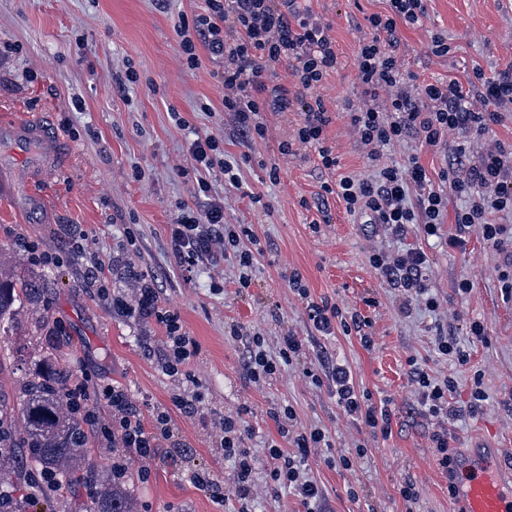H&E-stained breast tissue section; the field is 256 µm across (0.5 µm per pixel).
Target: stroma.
<instances>
[{"label": "stroma", "mask_w": 512, "mask_h": 512, "mask_svg": "<svg viewBox=\"0 0 512 512\" xmlns=\"http://www.w3.org/2000/svg\"><path fill=\"white\" fill-rule=\"evenodd\" d=\"M333 27L340 64L320 93L334 119L326 144L339 161L324 169L315 149L302 146L284 155L301 116L268 112L266 139L244 146L224 110L219 60L200 50L198 68H182L177 25L202 12L204 0H0V122L32 119L66 149L44 172L26 174L14 145L0 140V268L17 279H38L37 304L22 303L8 336L0 338V394L19 404L27 378L43 371L62 325L70 352L57 368L98 373L124 389L144 420L155 408L169 412L168 434L132 491L139 512H296L287 491H272L265 448L278 439L273 418L292 406L297 423L324 428L331 454H365L352 471L328 467L312 452L309 474L321 487L325 512H459L448 492V474L435 460L433 424L421 410L411 365L435 376L455 377L453 400L467 404L470 378L484 374L487 399L479 413L449 424L455 456L477 443L497 448L503 477L512 476V298L501 291L502 257L477 235L452 249L447 236L424 237L410 227L398 239L376 224L350 215L337 197L320 199L321 185L338 173L365 174L366 160L345 117L361 97L356 55L365 16L384 11L383 0H300ZM451 50L428 52L433 36ZM398 53L408 72L424 82L465 78L473 66L494 76L512 65V0H428L419 25L401 28ZM136 82H128V73ZM184 125H177L176 117ZM224 139V153L240 162L241 188L226 186L212 171L213 196L224 204V221L250 227L251 250L261 257L250 287H239L236 265L201 263L184 270L175 257L169 226L194 206L198 173L188 153L194 134ZM91 241L90 252L77 250ZM62 256L56 266L27 261L26 244ZM414 247L429 257V283L441 306L431 312L413 306L402 313L397 290L369 262L376 248ZM106 266L111 299L98 295L85 272L92 255ZM298 272L314 301L354 308L372 321L373 350L342 332L325 336L308 319L300 297L288 285ZM469 279L472 289L459 294ZM156 306L142 308L143 288ZM176 313L198 344L185 375L161 367L165 327L156 311ZM483 323L487 341L473 340L471 322ZM260 333L270 351L294 332L304 340L297 364L283 367L267 383L250 382L244 369L247 341L231 326ZM469 347L459 367L435 352L437 333ZM346 365L358 389L373 402L388 401L392 432L382 437L346 416L327 386H317L305 368ZM196 395L199 410L188 415L177 396ZM243 413L245 440L254 458V496L248 506L234 499L219 505L192 473L208 472L231 481L233 463L216 436L222 416ZM414 481L418 497L399 494Z\"/></svg>", "instance_id": "1"}]
</instances>
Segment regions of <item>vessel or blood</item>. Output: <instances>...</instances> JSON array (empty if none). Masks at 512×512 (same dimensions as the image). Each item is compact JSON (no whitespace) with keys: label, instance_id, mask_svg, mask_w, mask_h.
Masks as SVG:
<instances>
[{"label":"vessel or blood","instance_id":"obj_1","mask_svg":"<svg viewBox=\"0 0 512 512\" xmlns=\"http://www.w3.org/2000/svg\"><path fill=\"white\" fill-rule=\"evenodd\" d=\"M0 138L19 145H34L45 162H53L58 144L44 128L35 123L16 122L0 126ZM496 448L486 446L473 457L456 464L455 496L464 512H512V484L499 476Z\"/></svg>","mask_w":512,"mask_h":512}]
</instances>
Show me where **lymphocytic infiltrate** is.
<instances>
[{
    "label": "lymphocytic infiltrate",
    "mask_w": 512,
    "mask_h": 512,
    "mask_svg": "<svg viewBox=\"0 0 512 512\" xmlns=\"http://www.w3.org/2000/svg\"><path fill=\"white\" fill-rule=\"evenodd\" d=\"M296 0H205L203 11L193 21L180 22L179 47L187 68L198 64V46L207 47L220 59L223 69L224 109L230 112L237 135L246 144L265 139L267 112H300L302 121L292 139L281 142L280 151L289 155L294 144L315 147L324 168L333 169L338 160L325 144L324 131L331 124L319 89L339 61L330 24L299 11ZM386 9L366 18L367 34L360 41L356 56V78L362 100L349 109L346 117L365 151L370 172L367 175H339L324 183L325 194L342 199L347 212L367 216L370 223L383 226L394 236H404L409 225H420L428 236L437 235L446 218H453L455 232L448 238L453 247H463L471 233H478L503 256L499 278L505 291L512 293V145L489 140L492 125L512 112V66L497 76H486L473 67L465 79L455 77L435 83L418 81L408 73L397 54L399 26L419 24L426 15V0H385ZM288 63L296 91L275 84L273 76L280 63ZM413 140L426 149L447 151L450 160L437 178H430L416 156L404 163L385 157L388 146ZM188 151L201 174L194 189L195 198L205 199L204 208H184L171 226L173 250L181 263L195 266L216 257L234 259L238 285L251 284L257 261L242 246L251 231L224 221V207L210 198L212 185L208 172L221 170L230 183H237L233 161L227 159L218 139L196 136ZM463 199L456 212H449V197ZM372 267L400 294L402 311L422 303L438 309L439 302L429 294V260L423 250L401 249L372 252ZM309 319L322 335L342 330L357 335L364 348L374 346L369 332L371 321L355 310L338 305L307 304ZM165 325L163 371L182 374L197 351L196 341L186 336L178 315L162 312ZM303 343L289 333L283 338L278 357H271L260 336H250L245 369L250 381L264 383L279 374L282 366L296 361ZM417 386L422 410L436 418L431 435L437 461L448 475H455V461L449 451L448 424L467 413H476L486 399L482 373H474L468 407L450 400L456 388L454 378L439 379L424 369L410 371ZM313 384L331 380L336 403L343 412L361 421L371 433L388 434L391 411L387 403L374 404L357 390L348 367L333 366L327 373L305 372ZM105 400L112 409L108 420H100L91 403ZM65 413L90 426L103 447L132 448L139 458L154 455L160 436L167 432L169 415L159 412L154 428H146L127 393L117 386L82 374L68 387L63 399ZM283 445H270V477L276 488L291 490L299 512H319L322 491L306 469L312 450L327 442L323 429H301L294 422L291 408L275 413ZM220 446L225 458L234 462L231 492L241 501L253 496V459L245 446L247 426L241 417L228 416L221 428Z\"/></svg>",
    "instance_id": "obj_1"
}]
</instances>
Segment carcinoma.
I'll return each instance as SVG.
<instances>
[{
  "mask_svg": "<svg viewBox=\"0 0 512 512\" xmlns=\"http://www.w3.org/2000/svg\"><path fill=\"white\" fill-rule=\"evenodd\" d=\"M41 286L36 280H9L0 272V333L7 332L15 304L34 303ZM64 377L48 371L29 384L21 403V417L27 435L15 438L11 422L13 411L0 403V482L11 478L21 481L27 470L50 471L61 477L55 490L45 494L43 512H57L55 506L66 502L76 487L89 484L95 488L90 512H137L131 492V477L103 474L90 462L87 435L81 423L60 409L64 397Z\"/></svg>",
  "mask_w": 512,
  "mask_h": 512,
  "instance_id": "1",
  "label": "carcinoma"
}]
</instances>
